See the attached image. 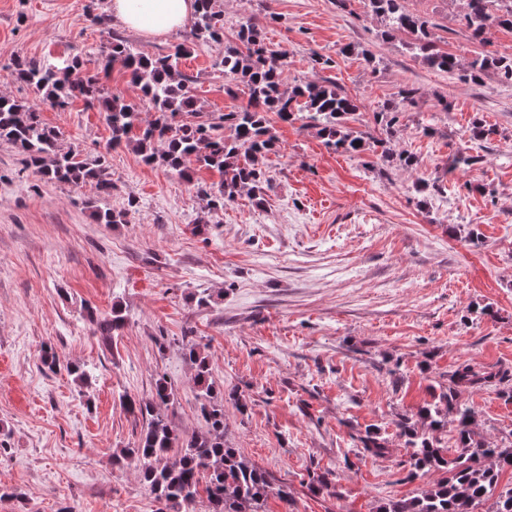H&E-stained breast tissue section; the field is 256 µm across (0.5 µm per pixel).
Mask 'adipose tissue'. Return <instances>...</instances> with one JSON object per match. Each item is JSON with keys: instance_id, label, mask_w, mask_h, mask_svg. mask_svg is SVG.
<instances>
[{"instance_id": "adipose-tissue-1", "label": "adipose tissue", "mask_w": 512, "mask_h": 512, "mask_svg": "<svg viewBox=\"0 0 512 512\" xmlns=\"http://www.w3.org/2000/svg\"><path fill=\"white\" fill-rule=\"evenodd\" d=\"M195 0H108L112 15L125 26L155 37L180 28L194 12Z\"/></svg>"}]
</instances>
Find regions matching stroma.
I'll return each mask as SVG.
<instances>
[{
    "label": "stroma",
    "instance_id": "stroma-1",
    "mask_svg": "<svg viewBox=\"0 0 512 512\" xmlns=\"http://www.w3.org/2000/svg\"><path fill=\"white\" fill-rule=\"evenodd\" d=\"M90 1L104 23L87 17ZM404 6L432 21V40L460 64L479 50L512 48L511 29L490 28L481 44L470 39L461 24L467 0ZM214 7L229 40L247 17L263 20L288 56L285 86L327 78L356 99L354 129L375 133L374 111L400 106L390 147L419 165L328 150L313 127L273 115L281 150L264 161V206L243 193L208 209L195 186L219 183L217 171L193 166L188 181L132 148L108 149L100 112L78 98L56 107L10 71L17 57H79L80 73L107 70L109 92L147 123L151 104L103 52L119 37L164 54L185 29L143 37L107 17L106 0H0V95L37 103L64 145L105 154L114 184L107 207L138 203L127 223H96L87 206L100 199L95 183L44 181L0 140V512H168L135 465L114 457L145 425L123 396L148 397L160 373L174 389L161 409L171 427L205 432L186 339L205 351L224 387L229 445L293 491L291 505L272 496L265 512H376L417 495L440 475L409 477L398 419L431 402L461 363L512 375V86L492 71L464 82L429 68L410 35L386 32L367 0L343 10L335 0ZM268 10L276 20L265 19ZM221 51L197 44L178 66L209 118L248 102L246 88L217 67ZM315 51L335 67H314ZM408 85L420 94L405 106L399 92ZM477 118L493 130L487 140L468 138ZM459 151L483 161L454 177L448 167ZM422 179L440 180V192L418 191ZM202 292L210 302L199 307L190 296ZM116 302L125 326L107 347L87 313H110ZM46 346L56 370L41 363ZM74 364L85 366L88 386L68 375ZM466 401L490 444L512 435V401L490 390ZM368 429L389 440L388 454L359 455L354 438ZM326 470L332 488L312 493L309 472Z\"/></svg>",
    "mask_w": 512,
    "mask_h": 512
}]
</instances>
